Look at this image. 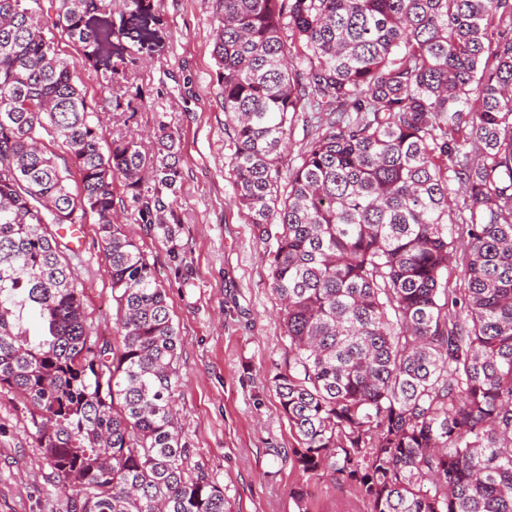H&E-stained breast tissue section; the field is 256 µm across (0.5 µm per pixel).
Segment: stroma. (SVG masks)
Returning a JSON list of instances; mask_svg holds the SVG:
<instances>
[{
    "label": "stroma",
    "mask_w": 512,
    "mask_h": 512,
    "mask_svg": "<svg viewBox=\"0 0 512 512\" xmlns=\"http://www.w3.org/2000/svg\"><path fill=\"white\" fill-rule=\"evenodd\" d=\"M149 38L112 43L113 55L136 52L141 65L126 84L145 97L136 113L114 114L94 70L82 72L87 100L105 140L126 129L153 134L158 124L181 142L182 180L176 241L138 224L122 179L112 191L116 218L142 247L168 294L179 330L175 394L182 432L199 461L224 488L232 512H298L292 490L301 479L289 459L295 445L272 377L288 367V342L268 280L265 246L234 203L225 159L231 131L212 55L216 0H152ZM83 251L63 254L84 288L86 320L101 338L113 336L115 303L95 218L85 224ZM179 246L185 270L169 253ZM30 415L15 392L0 391V512H68L65 494L30 435ZM308 512H361L351 487L310 482Z\"/></svg>",
    "instance_id": "1"
}]
</instances>
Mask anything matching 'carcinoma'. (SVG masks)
Returning <instances> with one entry per match:
<instances>
[{
	"instance_id": "carcinoma-1",
	"label": "carcinoma",
	"mask_w": 512,
	"mask_h": 512,
	"mask_svg": "<svg viewBox=\"0 0 512 512\" xmlns=\"http://www.w3.org/2000/svg\"><path fill=\"white\" fill-rule=\"evenodd\" d=\"M122 4L116 24L114 0H0V390L28 406L70 512H232L179 430L166 291L114 222L120 177L138 223L175 239L180 140L161 124L150 153L133 131L102 151L83 89L92 68L112 110L132 109L114 88L139 58L110 47L152 0ZM218 4L228 164L288 340L272 385L299 512L326 474L367 512H512V0ZM299 112L325 118L282 192ZM89 215L110 341L56 238Z\"/></svg>"
}]
</instances>
